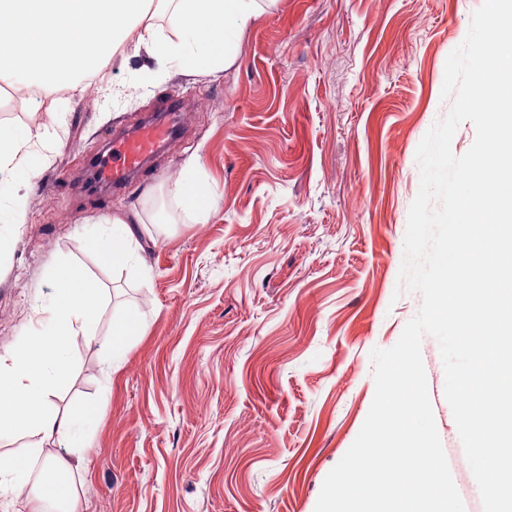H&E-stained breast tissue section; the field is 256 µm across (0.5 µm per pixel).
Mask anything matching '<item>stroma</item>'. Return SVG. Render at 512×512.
Segmentation results:
<instances>
[{"instance_id": "stroma-1", "label": "stroma", "mask_w": 512, "mask_h": 512, "mask_svg": "<svg viewBox=\"0 0 512 512\" xmlns=\"http://www.w3.org/2000/svg\"><path fill=\"white\" fill-rule=\"evenodd\" d=\"M481 3L275 0L216 77L143 56L78 97L0 89V121L55 129L1 189L27 222L0 228V353L39 330L33 304L49 302L58 263L106 289L98 341L71 340V382L53 399L99 411L78 512H315L370 410L371 351L422 301L396 291L416 150L449 111L445 63ZM170 97L186 129L152 171L121 193L71 188L112 129ZM192 157L215 200L200 222L172 190ZM130 211L146 278L102 263L81 230ZM126 314L140 328L110 367L101 343ZM421 353L465 512H483L437 340Z\"/></svg>"}]
</instances>
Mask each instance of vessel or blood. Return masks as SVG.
Instances as JSON below:
<instances>
[{
  "label": "vessel or blood",
  "mask_w": 512,
  "mask_h": 512,
  "mask_svg": "<svg viewBox=\"0 0 512 512\" xmlns=\"http://www.w3.org/2000/svg\"><path fill=\"white\" fill-rule=\"evenodd\" d=\"M183 119L180 101L170 98L132 132L114 133L108 153L93 161L98 180L115 191L125 188L130 177L142 171L145 159L174 137Z\"/></svg>",
  "instance_id": "vessel-or-blood-1"
}]
</instances>
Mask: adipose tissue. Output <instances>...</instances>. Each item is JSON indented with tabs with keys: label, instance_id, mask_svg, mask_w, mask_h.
I'll return each instance as SVG.
<instances>
[{
	"label": "adipose tissue",
	"instance_id": "adipose-tissue-1",
	"mask_svg": "<svg viewBox=\"0 0 512 512\" xmlns=\"http://www.w3.org/2000/svg\"><path fill=\"white\" fill-rule=\"evenodd\" d=\"M262 0H0V81L32 98L62 88L84 93L112 58L159 57L186 74L217 75L232 66L244 25L263 13ZM166 17L165 29L153 18ZM49 126L0 123V183L25 165ZM189 161L174 193L190 216L209 212L214 200ZM134 213L106 216L93 225L104 263L141 266ZM56 291L38 314L42 329L0 354V439L16 448L0 454V501H21L33 512H76L73 473L82 459L83 421L54 409L52 398L70 378V340H96L105 292L99 281L67 263L52 271ZM51 488V497L34 487Z\"/></svg>",
	"mask_w": 512,
	"mask_h": 512
}]
</instances>
